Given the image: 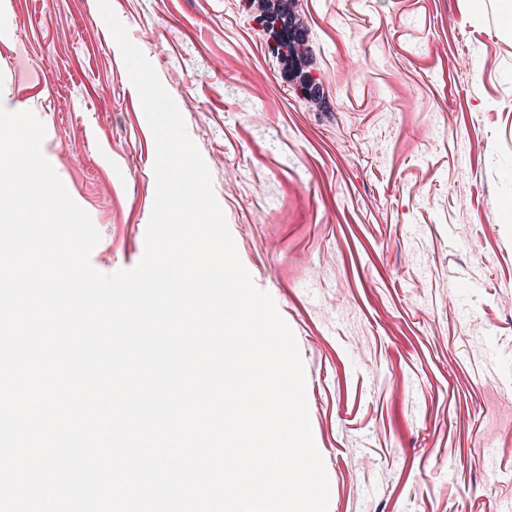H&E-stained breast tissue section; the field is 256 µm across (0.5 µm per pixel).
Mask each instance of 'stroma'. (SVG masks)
Wrapping results in <instances>:
<instances>
[{"label": "stroma", "instance_id": "1", "mask_svg": "<svg viewBox=\"0 0 512 512\" xmlns=\"http://www.w3.org/2000/svg\"><path fill=\"white\" fill-rule=\"evenodd\" d=\"M275 4L112 0L296 336L328 512H512V29L495 0H295L291 66ZM137 97L96 0H0V105L44 124L104 274L153 207Z\"/></svg>", "mask_w": 512, "mask_h": 512}]
</instances>
